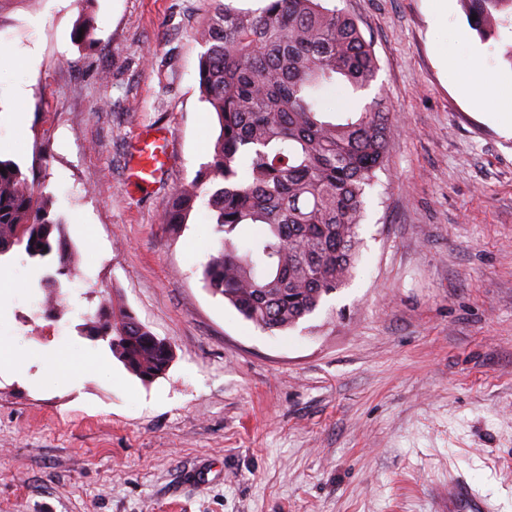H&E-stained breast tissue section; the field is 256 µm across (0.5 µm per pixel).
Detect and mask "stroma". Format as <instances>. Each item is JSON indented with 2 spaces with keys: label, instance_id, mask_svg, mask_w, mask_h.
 Returning a JSON list of instances; mask_svg holds the SVG:
<instances>
[{
  "label": "stroma",
  "instance_id": "35a3bbf8",
  "mask_svg": "<svg viewBox=\"0 0 512 512\" xmlns=\"http://www.w3.org/2000/svg\"><path fill=\"white\" fill-rule=\"evenodd\" d=\"M332 3L372 42L394 148L351 281L270 334L206 287V206L162 222L220 131L199 89L211 0H0V158L52 197L72 260L50 320L43 268L0 260V512H448L460 474L512 512V137L497 100L460 92L475 50L512 94V29L481 40L460 0L436 28L428 0ZM157 124L168 176L126 189ZM101 305L171 343L165 375L85 336Z\"/></svg>",
  "mask_w": 512,
  "mask_h": 512
}]
</instances>
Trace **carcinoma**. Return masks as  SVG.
Wrapping results in <instances>:
<instances>
[{"label": "carcinoma", "mask_w": 512, "mask_h": 512, "mask_svg": "<svg viewBox=\"0 0 512 512\" xmlns=\"http://www.w3.org/2000/svg\"><path fill=\"white\" fill-rule=\"evenodd\" d=\"M461 2L484 40L512 24V0ZM202 41L200 91L220 134L164 224L179 230L205 200L222 234L203 269L209 289L268 333L294 329L352 277L367 190L392 147L393 114L381 96L329 112L322 95L338 83L369 90L378 60L358 22L325 0H267L259 10L216 0ZM52 205L17 163L0 160V256L21 248L58 260L55 274L68 277L69 245ZM245 225L258 232L242 242ZM84 328L143 382L172 362L171 345L130 311L101 307Z\"/></svg>", "instance_id": "1"}]
</instances>
